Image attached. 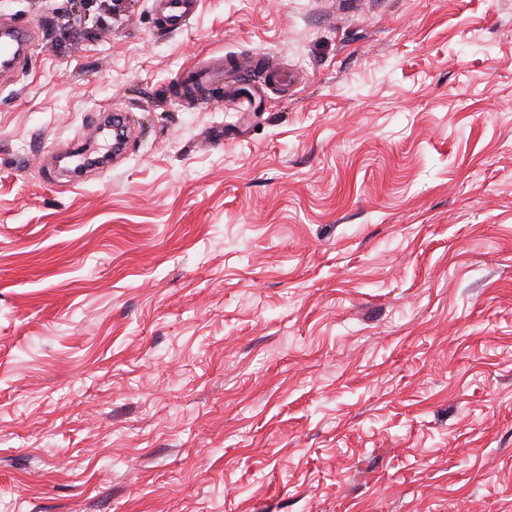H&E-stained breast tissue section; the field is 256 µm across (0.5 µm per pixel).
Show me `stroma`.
<instances>
[{
	"instance_id": "1",
	"label": "stroma",
	"mask_w": 512,
	"mask_h": 512,
	"mask_svg": "<svg viewBox=\"0 0 512 512\" xmlns=\"http://www.w3.org/2000/svg\"><path fill=\"white\" fill-rule=\"evenodd\" d=\"M0 89V512H512V0H149ZM295 75L247 131L171 88ZM135 109L132 153L50 185ZM155 18L169 32L182 29L196 12L199 0H154ZM229 62L224 54L219 52H211L199 58L176 80V98L194 99L205 90L210 91L214 87L224 86V72L233 69L228 65Z\"/></svg>"
}]
</instances>
